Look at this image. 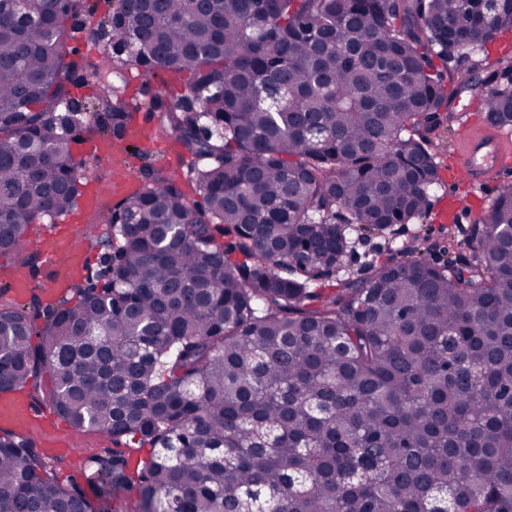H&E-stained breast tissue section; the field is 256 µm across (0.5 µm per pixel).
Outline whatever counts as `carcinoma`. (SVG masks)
Wrapping results in <instances>:
<instances>
[{
    "label": "carcinoma",
    "mask_w": 512,
    "mask_h": 512,
    "mask_svg": "<svg viewBox=\"0 0 512 512\" xmlns=\"http://www.w3.org/2000/svg\"><path fill=\"white\" fill-rule=\"evenodd\" d=\"M85 8L0 0V255L81 195L95 126L70 86L124 136L130 66L190 75L147 111L203 203L150 168L116 206L132 223L96 225L104 283L0 301V393L149 446L141 512H512V183L470 260L414 246L333 278L353 234L430 214L455 98L512 127V82L447 68L489 55L512 0H114L100 63L68 47ZM94 465L95 502L1 431L0 512H112L128 460Z\"/></svg>",
    "instance_id": "obj_1"
}]
</instances>
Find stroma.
<instances>
[{
    "mask_svg": "<svg viewBox=\"0 0 512 512\" xmlns=\"http://www.w3.org/2000/svg\"><path fill=\"white\" fill-rule=\"evenodd\" d=\"M90 9L83 13L80 19L81 30L75 42L80 54L90 58H99L105 40L102 29L108 16L112 12L110 0H89ZM127 99L132 106L146 108L149 91H159L165 94L178 95L184 86L183 80L161 81L158 77L146 78L134 68L125 73ZM483 123L481 112L457 113L454 122L448 129L438 131L433 139V149L438 156L442 167H449L453 152L461 145L468 130L478 129ZM439 205H446L449 198H457L455 211L458 218L455 223L441 224L434 218H427L421 224H398L392 226L390 231L384 233H370L360 238L353 250L347 254L342 267L338 270V277L353 276L361 273L363 266L369 260L401 261L404 258L400 248L412 244L415 238L425 237L429 242L435 243L434 251L428 252L430 261L441 264L448 257L466 256L470 253L469 243L472 238L474 212L470 207L475 200L474 195L466 193L459 188L455 180L444 178L442 185L436 192ZM97 222L96 213L86 211L83 207H75L66 216L56 219H42L29 225L27 237L30 241L37 239L45 233L55 230L69 231L75 237L86 242L85 253L91 270L101 267V248L90 244L89 238L93 226ZM24 273L32 280V286L27 293L15 295L14 300L19 305H30L32 299H39L45 304H60L65 300H74L73 292L59 289L49 292L47 280L50 273L44 268L42 259L36 249H29L23 254H7L0 257V289L6 287L7 279L15 273ZM40 418L31 420L28 425L16 427L17 435L31 439L36 448H39L47 462L54 465L60 479L75 478L82 486H89L90 478L82 470L81 465L91 456L103 453L112 448L125 455L131 465H138L140 460L148 456L147 448L134 442L112 443L105 435L94 430L78 431L61 418L52 405L41 404Z\"/></svg>",
    "mask_w": 512,
    "mask_h": 512,
    "instance_id": "1",
    "label": "stroma"
}]
</instances>
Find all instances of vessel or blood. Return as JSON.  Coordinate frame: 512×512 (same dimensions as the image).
<instances>
[{
  "mask_svg": "<svg viewBox=\"0 0 512 512\" xmlns=\"http://www.w3.org/2000/svg\"><path fill=\"white\" fill-rule=\"evenodd\" d=\"M512 165V138L500 131L468 134L460 152L452 159L451 169L460 181L470 186L483 185L487 173L493 168ZM38 248L45 265L52 274L54 287H63L67 277L83 271L86 267L84 252L73 243L68 235H57L42 242ZM33 412L25 403L0 400V420L15 424H25L31 420Z\"/></svg>",
  "mask_w": 512,
  "mask_h": 512,
  "instance_id": "vessel-or-blood-1",
  "label": "vessel or blood"
}]
</instances>
